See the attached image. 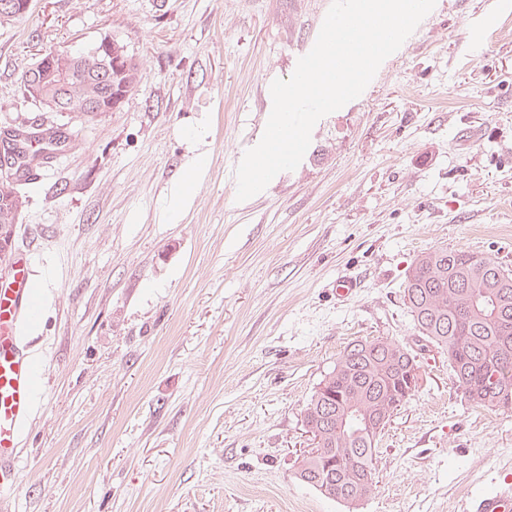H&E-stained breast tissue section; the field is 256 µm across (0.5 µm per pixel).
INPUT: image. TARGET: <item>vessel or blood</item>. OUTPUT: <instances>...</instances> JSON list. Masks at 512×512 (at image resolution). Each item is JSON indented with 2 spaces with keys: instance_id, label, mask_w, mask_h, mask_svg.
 <instances>
[{
  "instance_id": "vessel-or-blood-1",
  "label": "vessel or blood",
  "mask_w": 512,
  "mask_h": 512,
  "mask_svg": "<svg viewBox=\"0 0 512 512\" xmlns=\"http://www.w3.org/2000/svg\"><path fill=\"white\" fill-rule=\"evenodd\" d=\"M32 257L16 256L8 282H0V512H12L22 433L35 406V368L21 336L31 313L29 268ZM466 512H512V482L469 500Z\"/></svg>"
}]
</instances>
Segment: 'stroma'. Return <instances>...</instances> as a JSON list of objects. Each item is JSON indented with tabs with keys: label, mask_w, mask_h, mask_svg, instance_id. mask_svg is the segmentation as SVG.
<instances>
[{
	"label": "stroma",
	"mask_w": 512,
	"mask_h": 512,
	"mask_svg": "<svg viewBox=\"0 0 512 512\" xmlns=\"http://www.w3.org/2000/svg\"><path fill=\"white\" fill-rule=\"evenodd\" d=\"M331 0H31L0 24V127L43 48L104 35L141 79L22 188L38 366L15 512H349L300 483L304 409L352 341L416 357L357 512H463L512 475V413L472 407L403 300L417 254L512 270V0H436L300 165L236 202V168ZM208 165L178 220L173 188ZM361 287L337 301L336 278Z\"/></svg>",
	"instance_id": "obj_1"
}]
</instances>
